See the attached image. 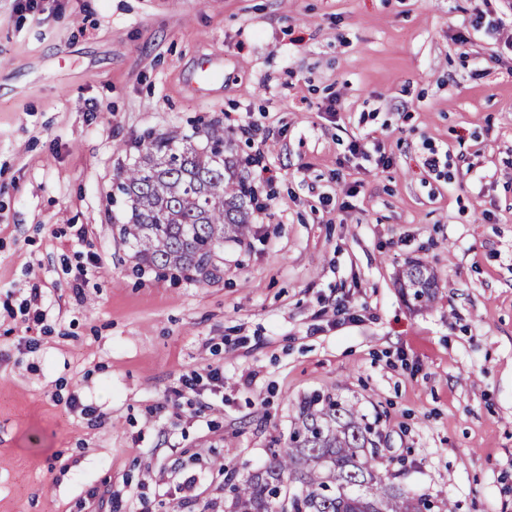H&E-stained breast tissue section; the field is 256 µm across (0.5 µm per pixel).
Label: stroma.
<instances>
[{"label":"stroma","mask_w":512,"mask_h":512,"mask_svg":"<svg viewBox=\"0 0 512 512\" xmlns=\"http://www.w3.org/2000/svg\"><path fill=\"white\" fill-rule=\"evenodd\" d=\"M248 123L249 237L136 271V142ZM315 391L394 483L512 512V0H0V512H230ZM398 284L403 296L414 307L427 308L435 300L437 275L432 268L410 262L398 272Z\"/></svg>","instance_id":"obj_1"}]
</instances>
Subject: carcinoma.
Wrapping results in <instances>:
<instances>
[{
    "label": "carcinoma",
    "mask_w": 512,
    "mask_h": 512,
    "mask_svg": "<svg viewBox=\"0 0 512 512\" xmlns=\"http://www.w3.org/2000/svg\"><path fill=\"white\" fill-rule=\"evenodd\" d=\"M203 145L173 136L139 141L138 156L115 187L125 204L120 236L138 267L166 278L208 277L224 243L249 233L251 190L237 173L232 139L214 125L197 132ZM414 307L435 300L437 275L410 262L398 272ZM365 416L331 394L300 405L288 447L242 484L229 486L232 512H432L382 474Z\"/></svg>",
    "instance_id": "obj_1"
}]
</instances>
